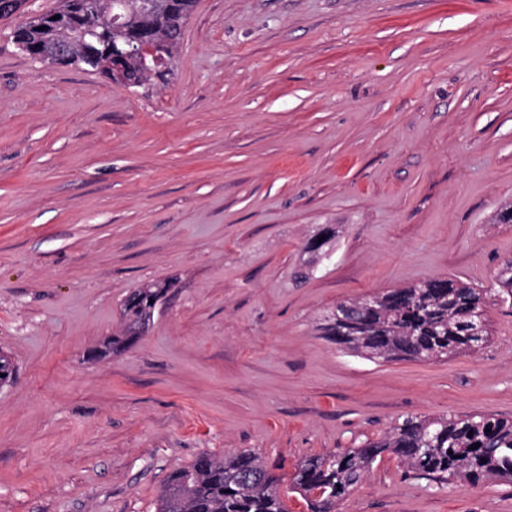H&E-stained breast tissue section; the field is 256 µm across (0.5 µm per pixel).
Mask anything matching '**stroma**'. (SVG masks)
Segmentation results:
<instances>
[{
  "mask_svg": "<svg viewBox=\"0 0 512 512\" xmlns=\"http://www.w3.org/2000/svg\"><path fill=\"white\" fill-rule=\"evenodd\" d=\"M0 21V512H158L170 473L306 458L408 415L512 419V307L472 353L370 361L336 304L512 261V0H196L166 80L18 50ZM324 224L330 261L297 282ZM146 332L93 361L132 289ZM337 512H512L378 459Z\"/></svg>",
  "mask_w": 512,
  "mask_h": 512,
  "instance_id": "obj_1",
  "label": "stroma"
}]
</instances>
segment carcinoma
Listing matches in <instances>:
<instances>
[{"instance_id":"carcinoma-1","label":"carcinoma","mask_w":512,"mask_h":512,"mask_svg":"<svg viewBox=\"0 0 512 512\" xmlns=\"http://www.w3.org/2000/svg\"><path fill=\"white\" fill-rule=\"evenodd\" d=\"M96 13L83 14L84 0H60L52 14L67 17L68 26L43 27L44 16L17 26L28 32L18 49L41 58L56 44L68 46L69 64L83 65L109 75L104 45L121 44L132 35H146L157 44V61L128 63L130 86L151 75H163L159 65L173 58L183 27L196 0H157L156 11L138 14L137 0H96ZM99 33L98 51L90 54L83 33L86 24ZM325 240H319V237ZM336 227L324 224L305 244V279L331 258ZM165 283L133 289L122 303L124 328L110 337L102 354L135 341L134 332L149 323L156 303L167 294ZM512 306V262L497 272L490 288H474L454 278H437L375 295L364 305L355 298L336 305L327 317L325 335L340 348L367 360H434L481 348L489 341L487 312L492 306ZM388 453L414 477L427 479L442 490L456 482L495 479L512 484V420L490 414L407 416L376 440L355 448L330 452L298 463L290 487L306 501L309 512H335L373 464ZM281 478L251 452L223 456L202 454L171 473L159 497L158 512H288L280 493Z\"/></svg>"}]
</instances>
